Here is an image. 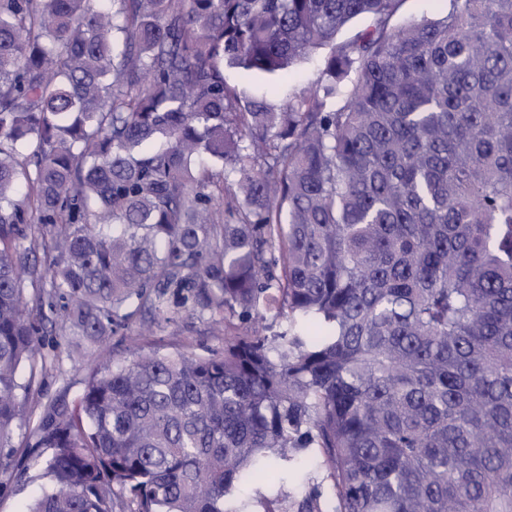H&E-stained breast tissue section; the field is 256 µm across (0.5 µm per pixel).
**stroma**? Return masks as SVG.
<instances>
[{
  "instance_id": "1",
  "label": "stroma",
  "mask_w": 512,
  "mask_h": 512,
  "mask_svg": "<svg viewBox=\"0 0 512 512\" xmlns=\"http://www.w3.org/2000/svg\"><path fill=\"white\" fill-rule=\"evenodd\" d=\"M320 72L321 57L316 54L282 75L268 76L228 67L224 70V79L228 86L243 92L246 97L265 101L278 109L295 92L317 83ZM38 340L46 368L34 379L30 378L28 369L20 371V380H33L34 385L27 402L28 417L14 425L9 449L12 470H26L27 477L24 482L9 483L7 489L0 492V512H24L39 491L42 481L38 471L28 466L30 431L44 403L59 397L70 403L78 400L91 367L124 362L134 352L149 354L156 350L180 349L205 355L224 346L223 332L210 320L197 317L158 322L149 336L135 339L121 333L111 336L103 343L90 346L78 358L69 357L67 339L59 330L50 327L40 330Z\"/></svg>"
}]
</instances>
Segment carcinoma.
<instances>
[{
  "label": "carcinoma",
  "mask_w": 512,
  "mask_h": 512,
  "mask_svg": "<svg viewBox=\"0 0 512 512\" xmlns=\"http://www.w3.org/2000/svg\"><path fill=\"white\" fill-rule=\"evenodd\" d=\"M402 2L0 0V447L44 298L75 355L244 325L47 402L24 512H245L313 446L329 512H512V0ZM323 48L278 110L224 80ZM445 12L443 0H405L399 11L391 18L389 25L393 28L403 25L411 19L438 18Z\"/></svg>",
  "instance_id": "cac0c4a2"
}]
</instances>
